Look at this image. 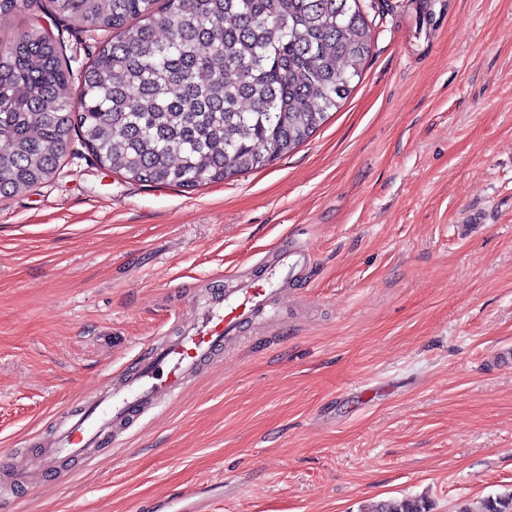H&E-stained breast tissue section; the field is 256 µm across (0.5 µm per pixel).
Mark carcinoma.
<instances>
[{
	"mask_svg": "<svg viewBox=\"0 0 512 512\" xmlns=\"http://www.w3.org/2000/svg\"><path fill=\"white\" fill-rule=\"evenodd\" d=\"M47 12L97 47L74 99L60 36L31 22L0 41V198L54 176L74 135L144 185L195 189L261 169L339 108L371 49L361 0H48ZM458 512H512V491Z\"/></svg>",
	"mask_w": 512,
	"mask_h": 512,
	"instance_id": "cac0c4a2",
	"label": "carcinoma"
}]
</instances>
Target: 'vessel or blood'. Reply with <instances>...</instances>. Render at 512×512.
<instances>
[{
	"mask_svg": "<svg viewBox=\"0 0 512 512\" xmlns=\"http://www.w3.org/2000/svg\"><path fill=\"white\" fill-rule=\"evenodd\" d=\"M311 263L307 250L292 245L279 252L263 276L243 277L231 293L212 296L177 336L156 345L132 375L96 397L83 412L67 417L45 444L48 456L76 455L97 446L124 419L145 415L178 398L204 363L239 339L245 323L274 318L272 296L304 274Z\"/></svg>",
	"mask_w": 512,
	"mask_h": 512,
	"instance_id": "vessel-or-blood-1",
	"label": "vessel or blood"
}]
</instances>
